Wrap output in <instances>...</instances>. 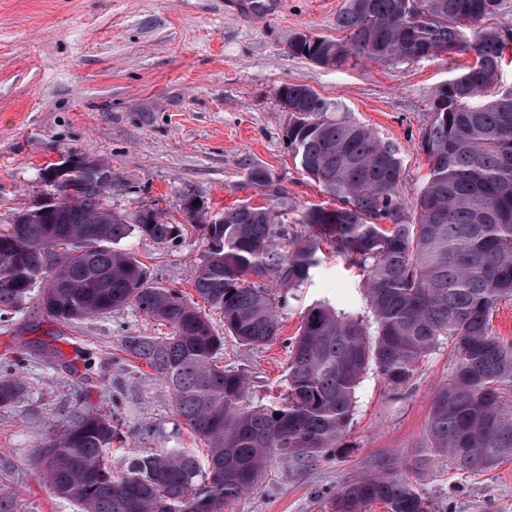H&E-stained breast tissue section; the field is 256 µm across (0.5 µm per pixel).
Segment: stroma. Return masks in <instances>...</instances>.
Masks as SVG:
<instances>
[{
    "label": "stroma",
    "mask_w": 512,
    "mask_h": 512,
    "mask_svg": "<svg viewBox=\"0 0 512 512\" xmlns=\"http://www.w3.org/2000/svg\"><path fill=\"white\" fill-rule=\"evenodd\" d=\"M224 2L0 0V228L51 193L40 171L62 155L108 166L110 202L127 215L150 207L185 224L188 198L213 215L284 198L283 218L292 225L310 206L335 208L288 150V116L278 96L286 83L338 99L393 145L404 167L399 194L412 202L426 171L417 142L430 103L450 70L470 56L321 67L291 55L288 45L301 33L339 38L336 16L344 0H280L278 13L268 17L228 14ZM254 167L269 172L271 187L248 181ZM125 245L155 283L196 298L192 267L206 251L198 228L188 226L170 244L134 235ZM319 258L282 310L281 337L273 345L242 346L226 336L221 317L213 319L224 336V363L246 371L257 395L282 387L286 340L296 335L303 307L327 299L369 314L357 271L331 251ZM167 333L130 307L59 325L32 303L0 322V361L20 360L24 384L19 402L0 408V494L15 496L17 512H78L52 494L35 465L45 437L78 408L112 409L122 459L151 448L196 447L165 385L149 368H137L122 343ZM450 371L445 346L399 392L369 371L338 448L302 477L272 462L262 484L222 512H321L325 492L369 462L421 456L433 392ZM412 478L450 512H512V460L480 475L443 463L418 468Z\"/></svg>",
    "instance_id": "stroma-1"
}]
</instances>
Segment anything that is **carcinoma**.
<instances>
[{"instance_id": "1", "label": "carcinoma", "mask_w": 512, "mask_h": 512, "mask_svg": "<svg viewBox=\"0 0 512 512\" xmlns=\"http://www.w3.org/2000/svg\"><path fill=\"white\" fill-rule=\"evenodd\" d=\"M498 6L345 0L336 17L344 38L289 44V53L337 69L442 53L470 55L472 64L452 72L430 104L418 142L425 182L409 205L398 195L403 163L392 145L339 101L283 85L279 99L298 111L288 122V150L338 206L307 209L297 220L301 232L269 205L226 208L220 224L198 211L207 251L192 276L204 308L152 283L147 267L120 247L134 233L169 244L185 226L164 223L152 209L138 217L109 209L96 161L80 160L71 189L0 229V322L35 300L60 324L132 306L167 326L165 337H125V351L165 384L182 424L207 449L203 462L192 448L146 451L116 473L105 456L118 436L113 413L79 409L40 445L41 476L56 496L79 512H221L259 485L273 459L304 476L332 451L369 369L397 392L445 342L451 376L434 392L425 452L414 465L446 460L480 474L512 458V340L491 329L493 310L512 300V86L499 84L512 32L472 28ZM324 243L362 271L373 321L326 300L309 305L289 342L280 396L257 400L244 372L219 364L224 337L206 309L222 314L246 347L274 341L288 293L309 280ZM21 390L14 364L0 366V406ZM375 504L438 512L405 470L381 460L325 498L326 512Z\"/></svg>"}]
</instances>
